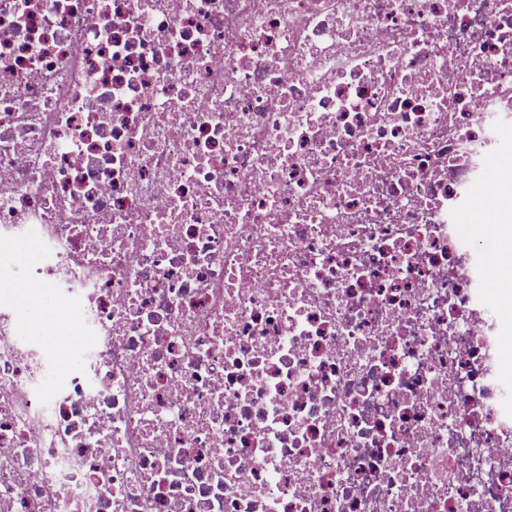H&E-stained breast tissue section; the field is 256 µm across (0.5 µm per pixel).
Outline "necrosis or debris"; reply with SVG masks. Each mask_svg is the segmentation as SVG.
<instances>
[{
	"label": "necrosis or debris",
	"mask_w": 512,
	"mask_h": 512,
	"mask_svg": "<svg viewBox=\"0 0 512 512\" xmlns=\"http://www.w3.org/2000/svg\"><path fill=\"white\" fill-rule=\"evenodd\" d=\"M508 141L512 0H0V512H512ZM31 259L26 262L18 261L12 253L0 250V283H13L28 287L30 294L27 296L13 295L11 303L18 310L23 321L29 322L33 311L48 310L51 305V295L45 288L32 284L27 279V268Z\"/></svg>",
	"instance_id": "obj_1"
}]
</instances>
